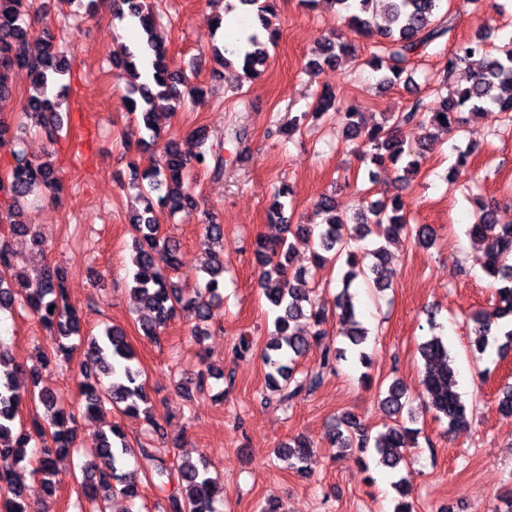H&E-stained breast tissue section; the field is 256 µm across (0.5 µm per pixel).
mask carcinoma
Instances as JSON below:
<instances>
[{"instance_id":"carcinoma-1","label":"carcinoma","mask_w":512,"mask_h":512,"mask_svg":"<svg viewBox=\"0 0 512 512\" xmlns=\"http://www.w3.org/2000/svg\"><path fill=\"white\" fill-rule=\"evenodd\" d=\"M332 2L339 6V14L351 35L372 40L379 48L368 64L379 73V83L385 86L395 84L408 71L414 55L444 37L451 28L449 12H441L443 0ZM239 4L254 11L267 39L262 40L254 33L247 39L248 47L235 54L240 71L233 77L238 82L258 73V68L269 58L268 46H276L279 40V32L270 22L276 0H226L225 9L233 10ZM114 10L119 19L137 21L145 34L135 46L122 45L114 51L113 64L126 80L125 102L130 114L135 116L138 129L148 133V139L142 143L151 147L162 140L166 155L163 166L143 170L138 186L143 191L145 206L129 217L136 249L132 290L145 310L139 318L140 330L144 337L153 340L175 317L186 313L195 320L192 335L198 339L204 335V325L214 319L215 310L223 302L224 225L213 214L205 216L201 230L207 244L212 246L208 263L200 268L206 281L202 288H190L164 273L166 269L177 270L182 265L181 245L175 237L162 234L149 214L154 192L158 193V203L172 212L195 213L197 200L188 181V171L193 167H210L213 175L218 176L224 170V157L219 150L204 149L208 135L203 128L192 132L201 146L192 158L183 155L171 140L164 139L163 130L155 120L154 99L163 96L178 100L182 85L192 95H202L204 90L190 85L172 71L165 39L158 33L154 13L142 0H117ZM35 11L37 0H0V105L12 98L13 71L26 70L31 77V90L25 115L39 125L52 142L61 128L58 116L61 99L70 88V84L64 83L69 66L52 31L46 29L36 35L23 22L25 14ZM352 49L354 43L347 38L325 42L311 53L306 71L314 75L322 65L336 63L341 54ZM474 56L481 57L482 66L469 85L455 88L453 94L434 101L423 112L418 104L408 112H385L382 121L369 127L355 109L345 111L343 143L360 150L363 159L372 165L368 169L369 179H374L373 168L386 164L401 169L400 179L405 181L419 174L423 154L406 145L401 136L404 125L452 133L464 122L461 109L481 110L488 106L498 107V111L504 113V121L512 123V46L496 45L491 41V34L483 30L456 46L448 56L447 73ZM146 60L152 74L142 81L139 64ZM336 105L335 93L324 88L315 97L314 110L292 118L280 132L289 136L306 120L316 119ZM5 138L14 142L15 149L7 175L0 177V193L11 199L7 207L0 208V224L8 225L9 231V236L0 237V311L19 306L54 331L55 346L41 355L40 363L44 368L60 358L72 359L77 346L66 344L64 340L73 336L83 339L78 389L86 416H94L108 405L125 414L137 415L146 409L148 395L136 353L125 331L114 325L100 335L82 333L78 313L67 302L64 268L48 266L33 276L18 269L12 240L22 238L36 248L45 243L35 225L21 220V203L38 191L58 194L63 182L51 161L53 153H46L44 158L31 157L25 149L26 132L15 131L0 120V140ZM289 195L286 185L276 188L268 210L269 220L280 224L282 235L277 239L258 237L254 248L258 288L276 313L274 337L261 352L270 368L264 398H274L285 407L299 396L317 390L326 375L337 372L340 362L348 360L347 353L367 339L368 330L358 320L350 294L351 283L361 276L372 282L374 288L385 291L391 287L394 277L388 266L385 245L372 249L363 245L373 233V227H380L388 242L408 237L430 248L437 238L432 225L410 223L406 203L399 196L379 198L366 205L361 203L348 217L337 212L333 196L324 195L315 204L316 212L324 216L322 223L291 224L285 216ZM468 234L484 251L485 272L498 283L492 307L469 317L473 324L471 345L482 354L490 341L497 340V334L501 333L506 338L499 345L502 350L512 346V224L497 223L493 207L482 205ZM296 241L311 247L314 267L330 261H342L347 267L342 275L343 287L337 298L339 313L336 314L341 325L336 335L344 338L343 346L326 349L318 364L304 372L297 371L298 361L306 354L310 339L328 335L324 325L329 318L315 303L313 275L292 267L291 251ZM301 319L315 328L311 336H304L295 329ZM419 353L423 361L419 395L429 408L447 419L448 429L469 426L478 405H466L456 391L454 359L442 338L433 336L424 341L419 345ZM20 371L8 349L0 344V512H32V499L45 501L55 496L59 484L57 462L77 447L79 415L54 390L40 386V371L35 367L30 369L33 388L21 392L15 383ZM216 373L217 369L208 363L197 373L196 379L181 378L178 388L186 392L193 383L200 387ZM378 396L391 415L402 418L409 393L401 381L391 382ZM25 397L45 409L43 419L35 418L29 426L20 418V406ZM497 406L502 413L512 415V384L499 388ZM416 433L417 430L396 423L372 436L360 420L344 414L336 420L333 440L339 448L359 453L371 447L381 465L395 470L407 464ZM33 441L38 443L39 451L33 455L32 473L36 485L30 487L17 481L14 472L15 467L26 460ZM276 453L304 474L306 470L301 464L313 450L309 443L296 438ZM127 454L125 435L119 426L114 424L97 434V446L91 449V457L81 466L84 497L95 505L91 512H105L106 502L114 494L131 500L139 496V485L125 473ZM136 466L144 477L159 478L154 487L168 502L166 512H216L215 502L223 493V487L211 475L206 463L179 459L170 462L158 449L142 447Z\"/></svg>"}]
</instances>
